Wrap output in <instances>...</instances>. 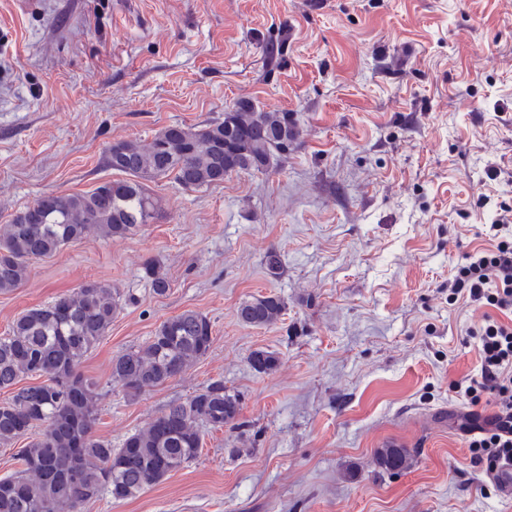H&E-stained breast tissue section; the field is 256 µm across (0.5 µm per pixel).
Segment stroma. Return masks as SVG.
Here are the masks:
<instances>
[{
	"label": "stroma",
	"instance_id": "1",
	"mask_svg": "<svg viewBox=\"0 0 512 512\" xmlns=\"http://www.w3.org/2000/svg\"><path fill=\"white\" fill-rule=\"evenodd\" d=\"M241 100L296 123L287 159L197 191L158 180L154 223L89 234L0 294L2 336L82 282L134 290L80 365L113 446L214 381L240 396L242 428L205 432L189 467L82 512H512L471 458L474 409L452 388L478 374L483 311L448 302L454 265L512 205V0H0V224L42 193L116 179L108 144ZM149 259L166 296L141 279ZM270 293L283 321H237ZM187 310L213 323L207 355L127 396L113 357ZM260 348L274 372L250 367ZM390 441L414 449L407 472L375 466ZM142 279L154 296H165L170 290V282L166 273L160 264L154 261H149L144 265Z\"/></svg>",
	"mask_w": 512,
	"mask_h": 512
}]
</instances>
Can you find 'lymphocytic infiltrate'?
Returning a JSON list of instances; mask_svg holds the SVG:
<instances>
[{"mask_svg":"<svg viewBox=\"0 0 512 512\" xmlns=\"http://www.w3.org/2000/svg\"><path fill=\"white\" fill-rule=\"evenodd\" d=\"M490 244L466 253L448 281V302L484 306L481 324L471 334L478 340L480 369L463 393L471 405L481 401L494 411L469 443L476 463L494 469L512 461V219L490 225Z\"/></svg>","mask_w":512,"mask_h":512,"instance_id":"1","label":"lymphocytic infiltrate"}]
</instances>
